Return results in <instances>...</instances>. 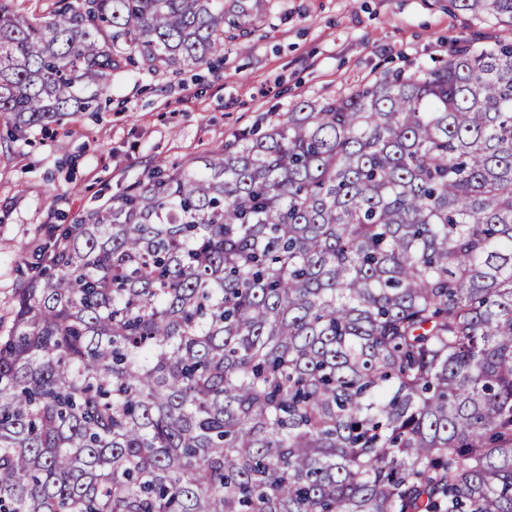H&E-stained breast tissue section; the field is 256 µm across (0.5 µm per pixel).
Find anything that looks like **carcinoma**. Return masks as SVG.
Returning <instances> with one entry per match:
<instances>
[{"instance_id": "carcinoma-1", "label": "carcinoma", "mask_w": 512, "mask_h": 512, "mask_svg": "<svg viewBox=\"0 0 512 512\" xmlns=\"http://www.w3.org/2000/svg\"><path fill=\"white\" fill-rule=\"evenodd\" d=\"M263 2L0 0V119L203 65ZM49 268L0 336V512H512V42L304 101Z\"/></svg>"}]
</instances>
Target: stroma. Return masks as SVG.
<instances>
[{
    "mask_svg": "<svg viewBox=\"0 0 512 512\" xmlns=\"http://www.w3.org/2000/svg\"><path fill=\"white\" fill-rule=\"evenodd\" d=\"M239 43L180 73L127 65L98 110L10 132L0 121V334L16 293L61 229L153 171L234 149L305 100L447 60L452 46L512 40V27L449 0H265Z\"/></svg>",
    "mask_w": 512,
    "mask_h": 512,
    "instance_id": "1",
    "label": "stroma"
}]
</instances>
